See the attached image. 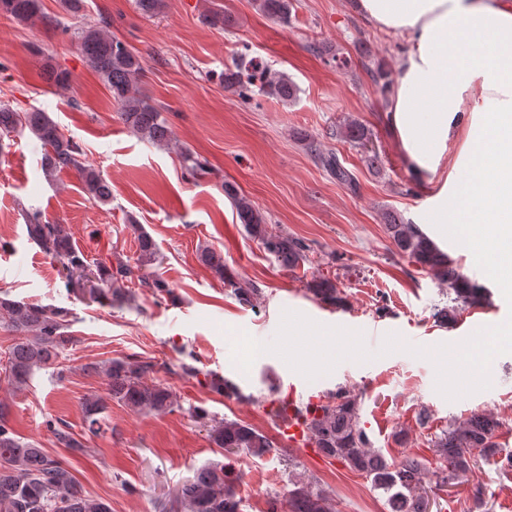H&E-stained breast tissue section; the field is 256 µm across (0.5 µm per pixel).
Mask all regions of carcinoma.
<instances>
[{
  "instance_id": "carcinoma-1",
  "label": "carcinoma",
  "mask_w": 512,
  "mask_h": 512,
  "mask_svg": "<svg viewBox=\"0 0 512 512\" xmlns=\"http://www.w3.org/2000/svg\"><path fill=\"white\" fill-rule=\"evenodd\" d=\"M262 13L288 23L292 0H258ZM0 12L31 23H51L42 11L40 0H0ZM86 64L96 72L117 102L119 120L140 139L156 145L170 141V127L162 112L141 93L139 82L144 74L141 57L125 42L112 36L107 27L85 22L77 29ZM44 79L58 87L68 82L67 72L43 55ZM224 86L244 100L263 94L279 100L295 96L296 86L284 73L249 70L235 66L224 71ZM29 131L43 146L41 166L52 175L64 169L76 171L84 190L102 205L112 204V184L100 170L83 161L80 143L65 136L47 112H19L8 104H0V153L4 139L18 131ZM343 134L362 146L368 140L366 128L357 122L349 124ZM308 148L317 163L336 181L356 190L353 175L333 152H323L310 143ZM224 193L231 200L239 223L248 235L257 239L278 264L294 269L309 261L310 247L302 240L283 232L269 230L266 215L247 196L230 183ZM137 233L138 252L130 261L118 255L113 262L90 260L77 247L62 224H49L37 214L26 225L28 238L62 268V282L67 295H77L84 267H94L97 287L93 298L101 305H123L134 298L126 284L136 280L157 301H165L173 291L155 268L161 263L158 248L142 227L132 225ZM387 231L397 252L411 258L440 284L448 287L454 300L465 305L481 304L484 295L469 278L461 274L454 261L416 224L391 218ZM200 261L219 279L233 288L239 303L255 307L261 298L260 288L239 283L224 265V256L213 248L200 251ZM308 291L320 303L339 307L343 299L329 279H314ZM70 309L57 305H41L14 300L0 292V324L16 333L15 342L6 353V366L0 371L8 385L21 390L28 385L34 369L57 362L63 351L73 344ZM168 369L152 358H112L99 367L106 378L107 397L94 396L81 403L82 433L75 434L62 420L46 422L55 443L71 455L89 452V440L106 433L107 400H115L134 411L175 412L186 410L193 421L204 428L210 443L229 455L246 454L261 457L274 450L270 438L240 421L216 417L200 406L183 408L177 397L160 380L158 373ZM361 394L339 387L315 404L304 403L296 409L303 418L306 437L318 454L341 463L351 472L370 481L373 489L387 495L391 512H428L429 500L420 494L426 477L435 478L443 488L463 480L479 463L494 464L500 469L512 468V453L502 454L498 433L502 426L492 413H481L459 424H450L434 441L433 447L443 464L435 471L427 470L424 460L408 457L394 463L372 443L359 417ZM243 472L231 463L213 464L187 478L178 488L174 512H243L239 487ZM269 512H336L334 500L313 479L291 481L285 500L274 496L268 501ZM0 512H111L102 501L91 502L82 493L69 462L50 457L43 449L18 437L0 409Z\"/></svg>"
}]
</instances>
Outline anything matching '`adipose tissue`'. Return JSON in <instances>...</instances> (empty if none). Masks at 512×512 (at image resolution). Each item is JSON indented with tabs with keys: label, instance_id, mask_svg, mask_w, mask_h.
Segmentation results:
<instances>
[{
	"label": "adipose tissue",
	"instance_id": "ef3b65f1",
	"mask_svg": "<svg viewBox=\"0 0 512 512\" xmlns=\"http://www.w3.org/2000/svg\"><path fill=\"white\" fill-rule=\"evenodd\" d=\"M379 29L406 39L390 119L421 180L451 188L435 208L450 233L489 251L493 273L512 282V234L468 237L487 216L512 223V0H356ZM457 160L449 162L448 148ZM481 161L483 176L472 172Z\"/></svg>",
	"mask_w": 512,
	"mask_h": 512
}]
</instances>
